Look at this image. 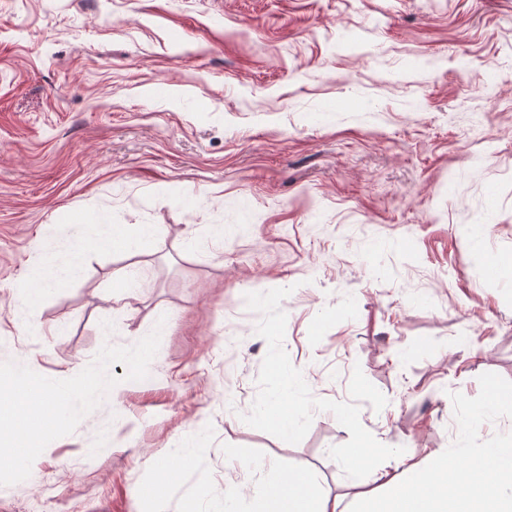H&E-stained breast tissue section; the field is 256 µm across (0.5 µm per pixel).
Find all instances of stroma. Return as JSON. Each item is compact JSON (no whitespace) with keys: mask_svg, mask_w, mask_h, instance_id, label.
<instances>
[{"mask_svg":"<svg viewBox=\"0 0 512 512\" xmlns=\"http://www.w3.org/2000/svg\"><path fill=\"white\" fill-rule=\"evenodd\" d=\"M88 211L152 225L141 288L108 300L129 260L101 250L17 328L42 225L64 238ZM509 264L512 0H0V339L49 377L93 360L101 321L126 346L171 317L148 378L112 365L114 403L0 512H200L277 465L347 508L381 493L399 458L352 483L331 412L297 444L242 421L268 349L245 294L289 289L284 348L313 396L349 401L361 368L387 399L361 424L421 462L458 435L451 393L512 381ZM203 428L205 469H157Z\"/></svg>","mask_w":512,"mask_h":512,"instance_id":"35a3bbf8","label":"stroma"}]
</instances>
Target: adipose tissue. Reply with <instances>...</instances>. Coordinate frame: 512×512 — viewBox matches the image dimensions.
Returning a JSON list of instances; mask_svg holds the SVG:
<instances>
[{
	"instance_id": "1",
	"label": "adipose tissue",
	"mask_w": 512,
	"mask_h": 512,
	"mask_svg": "<svg viewBox=\"0 0 512 512\" xmlns=\"http://www.w3.org/2000/svg\"><path fill=\"white\" fill-rule=\"evenodd\" d=\"M147 236L148 229L143 225L115 224L102 215L80 216L74 233L62 240L51 239L47 250L30 263L25 276L16 282L14 323L27 325L33 293L50 295L77 280L84 260L96 247L136 256L141 254ZM256 495L269 507L288 499L289 512H343L338 497L318 493L312 475L300 476L286 469L279 470L275 481L261 487Z\"/></svg>"
}]
</instances>
